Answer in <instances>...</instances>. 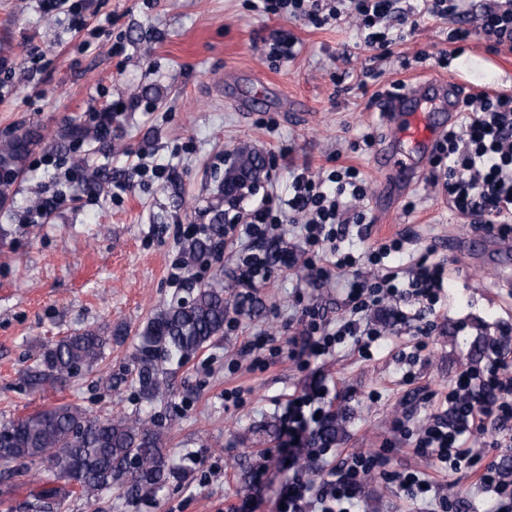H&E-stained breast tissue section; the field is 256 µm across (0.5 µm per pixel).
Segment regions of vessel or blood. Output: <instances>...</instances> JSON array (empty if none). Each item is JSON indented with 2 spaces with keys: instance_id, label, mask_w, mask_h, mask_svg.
Here are the masks:
<instances>
[{
  "instance_id": "obj_1",
  "label": "vessel or blood",
  "mask_w": 512,
  "mask_h": 512,
  "mask_svg": "<svg viewBox=\"0 0 512 512\" xmlns=\"http://www.w3.org/2000/svg\"><path fill=\"white\" fill-rule=\"evenodd\" d=\"M458 84L449 81H419L405 91L388 97L384 110L392 119V142H412L429 149L441 131L430 116L431 106L437 105L456 112Z\"/></svg>"
}]
</instances>
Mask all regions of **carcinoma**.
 I'll return each instance as SVG.
<instances>
[{
    "label": "carcinoma",
    "mask_w": 512,
    "mask_h": 512,
    "mask_svg": "<svg viewBox=\"0 0 512 512\" xmlns=\"http://www.w3.org/2000/svg\"><path fill=\"white\" fill-rule=\"evenodd\" d=\"M42 141L34 130L0 145V203L9 199L11 187L29 154ZM266 172L262 156L254 151L235 153L224 172L222 193L240 196L246 186L260 182ZM211 239L197 238L187 246L190 260L210 253ZM224 272L195 286L192 296L162 308L147 322L131 362L130 374L140 397L153 401L168 391L163 363L185 360L224 334L232 294ZM95 328L76 330L40 349L24 373V384L36 392L62 387L93 369L107 345L125 338ZM162 424L136 410L118 418H100L72 403H60L0 425V466L14 477L39 480L45 469L64 484L44 483L32 493L31 512H44V504L62 497H79L99 503L115 487L127 488L135 502L154 499L177 475L165 453Z\"/></svg>",
    "instance_id": "carcinoma-1"
}]
</instances>
